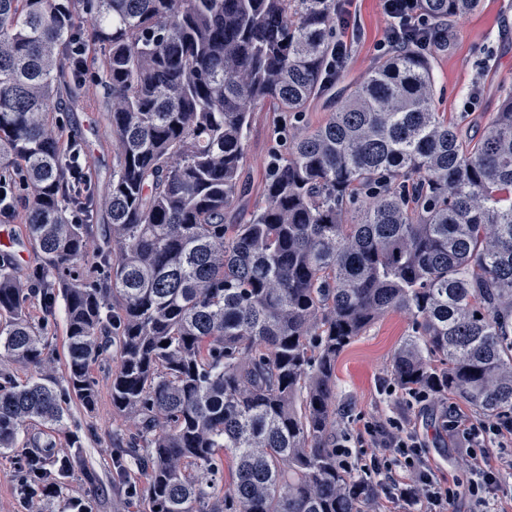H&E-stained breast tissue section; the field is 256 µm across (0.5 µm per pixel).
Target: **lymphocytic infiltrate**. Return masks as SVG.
<instances>
[{"instance_id":"lymphocytic-infiltrate-1","label":"lymphocytic infiltrate","mask_w":512,"mask_h":512,"mask_svg":"<svg viewBox=\"0 0 512 512\" xmlns=\"http://www.w3.org/2000/svg\"><path fill=\"white\" fill-rule=\"evenodd\" d=\"M383 11L389 20L385 37L388 48L400 45L401 34L423 33L430 27L419 0H383ZM440 430L470 475L467 488H460L454 480L441 483L423 454L420 435L391 420H363L356 434L362 454L353 455L349 447L340 443L336 455L346 470L362 471L379 483L394 487V495L380 500L376 512H410L418 505L425 512H448L449 505L463 492L472 501V512H507L508 499L498 490L502 471L512 468V459H491L488 447H512V417L474 420L452 404L442 417Z\"/></svg>"}]
</instances>
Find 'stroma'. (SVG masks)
<instances>
[{"instance_id": "35a3bbf8", "label": "stroma", "mask_w": 512, "mask_h": 512, "mask_svg": "<svg viewBox=\"0 0 512 512\" xmlns=\"http://www.w3.org/2000/svg\"><path fill=\"white\" fill-rule=\"evenodd\" d=\"M354 30L344 31L350 52L345 68L335 84L313 98L305 109L308 124L318 125L334 112L340 100L339 89L363 82L384 58L382 44L387 22L381 0H350ZM435 80L433 109L444 113L467 135L482 132L505 95L512 92V0H481L480 8L452 25L448 49L432 59ZM104 89L94 70H87L82 81L61 92L54 104L66 131L76 133L83 147L89 174L97 188H104L117 163L106 112L99 105ZM279 113L268 103L256 105L247 132L244 174L251 182L249 193L239 203L249 211L262 200L266 166L274 144ZM24 209H16L12 218L0 220V233L9 234L14 243L8 254L13 265L28 273L40 265L35 243L29 238ZM412 321L403 312L389 313L377 320L367 332L355 339L336 361V432L356 434L359 418L375 414L405 420L415 428L427 445V457L440 478L454 476L465 480L448 441L439 434L441 416L447 398H432L421 406L402 388L394 387L392 357L400 341L408 336ZM70 430L83 442L80 462L59 478L54 496L41 501L38 512H69L72 498L88 499L93 512H145L143 476L133 464H126L125 480L116 476V456L112 447V402L107 387H100L93 411H85L75 398H68ZM38 426L21 433L16 450L0 455V512H26L18 485L16 466L28 455V447ZM98 477L95 489H88L85 471ZM136 485L135 497L126 494L127 484Z\"/></svg>"}]
</instances>
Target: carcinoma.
Wrapping results in <instances>:
<instances>
[{
    "mask_svg": "<svg viewBox=\"0 0 512 512\" xmlns=\"http://www.w3.org/2000/svg\"><path fill=\"white\" fill-rule=\"evenodd\" d=\"M480 2L420 0L432 49L394 51L284 136L241 215L253 109L302 121L336 0H0V180L23 169L42 259L26 278L0 264V356L35 370L0 371V454L38 423L34 453L62 435L80 456L62 393L93 409L110 360L112 416L131 423L112 445L148 512H369L371 480L336 459V359L394 310L413 319L399 387L512 414V93L472 142L432 108L440 32ZM83 14L118 158L106 224L94 189L68 191L51 108ZM34 281L64 303L62 389Z\"/></svg>",
    "mask_w": 512,
    "mask_h": 512,
    "instance_id": "obj_1",
    "label": "carcinoma"
}]
</instances>
